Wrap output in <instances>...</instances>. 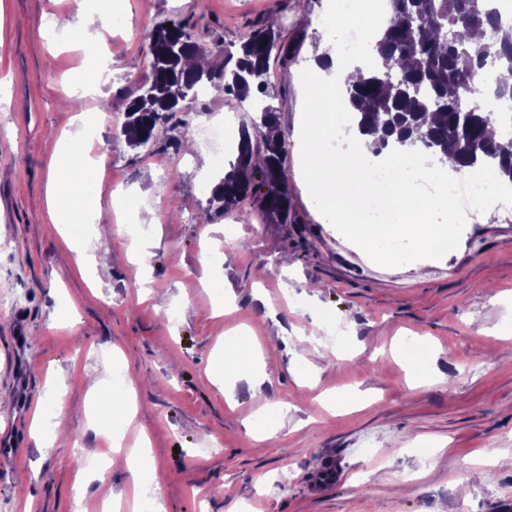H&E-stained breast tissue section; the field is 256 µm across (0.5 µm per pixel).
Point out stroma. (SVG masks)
<instances>
[{
  "label": "stroma",
  "mask_w": 512,
  "mask_h": 512,
  "mask_svg": "<svg viewBox=\"0 0 512 512\" xmlns=\"http://www.w3.org/2000/svg\"><path fill=\"white\" fill-rule=\"evenodd\" d=\"M335 2L95 0L123 19L107 45L112 76L101 95L67 110L59 102L85 76L84 55L52 41L75 0H0V76L9 78L0 100V512H96L107 497L135 512L155 494L166 512H457L462 501L500 512L512 501V219L485 224L471 213L440 249L385 264L296 176L317 109L302 75ZM167 18L222 46L215 67L251 28L278 32L267 80L297 223H267L248 201L210 220V179L235 152L174 149L228 113L251 125V101L197 99L145 148L120 135L117 120L150 73L149 32ZM83 120L94 144L71 140ZM61 140L70 162L90 146L112 148L92 175L102 203L80 239L48 219ZM118 195L132 197L133 214L113 206ZM135 214L142 232L120 233ZM301 334L329 359L298 360ZM246 339L278 343V370L226 375V347ZM409 341L423 350L421 371L405 355ZM108 363L140 382L123 444L147 432L155 480L138 489L112 469L78 504L77 458L107 448L91 407L126 393L100 379ZM255 422L269 423L272 438L260 439ZM328 458L342 479L314 492L310 477Z\"/></svg>",
  "instance_id": "stroma-1"
}]
</instances>
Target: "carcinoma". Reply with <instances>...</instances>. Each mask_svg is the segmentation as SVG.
I'll use <instances>...</instances> for the list:
<instances>
[{
  "label": "carcinoma",
  "instance_id": "carcinoma-1",
  "mask_svg": "<svg viewBox=\"0 0 512 512\" xmlns=\"http://www.w3.org/2000/svg\"><path fill=\"white\" fill-rule=\"evenodd\" d=\"M391 17L375 43L377 59L366 74L347 87L357 132L376 137V151L388 144L420 146L455 169L493 166L512 183V137L494 139L497 125L476 97L481 72L493 68L512 77V43H497L502 24L490 0H389ZM448 29L459 42L443 38ZM277 36L272 26L252 31L240 45L234 68L223 65L189 72L190 56L212 55L193 40L182 21L162 22L150 33L151 70L142 93L125 110L121 133L130 146L149 144L158 129L178 112L190 109L203 85L245 99L263 96L256 105L258 134L241 129L238 155L212 187L210 218L231 215L247 198L276 224H295L291 208L284 139L263 129L279 126L277 107L264 100Z\"/></svg>",
  "mask_w": 512,
  "mask_h": 512
}]
</instances>
